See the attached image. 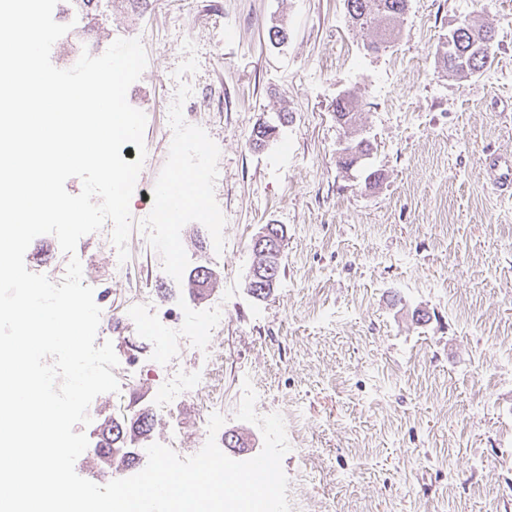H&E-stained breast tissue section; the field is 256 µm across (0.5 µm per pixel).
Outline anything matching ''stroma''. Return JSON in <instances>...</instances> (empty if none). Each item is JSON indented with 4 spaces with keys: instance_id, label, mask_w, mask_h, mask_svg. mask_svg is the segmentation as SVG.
<instances>
[{
    "instance_id": "obj_1",
    "label": "stroma",
    "mask_w": 512,
    "mask_h": 512,
    "mask_svg": "<svg viewBox=\"0 0 512 512\" xmlns=\"http://www.w3.org/2000/svg\"><path fill=\"white\" fill-rule=\"evenodd\" d=\"M53 17L69 27L51 50L57 68L119 38L147 55L127 92L146 116L128 258L102 230L76 247L102 311L97 343L138 360L118 392L92 401L88 441L107 419L148 411L138 448L173 439L187 458L205 444L195 400L155 411L167 369L154 336L113 311L139 286L185 318L223 302L224 364L209 387L224 431L244 438L226 454L245 461L263 448L258 426L235 417L244 382L258 415L297 411L306 423L282 466L293 481L302 456L319 462L305 478L307 512H512V196L485 174L491 158H512V0H409L399 37L376 54L344 0H117L91 27L58 0ZM465 17L494 29L495 59L461 80L435 52ZM277 20L282 46L268 38ZM344 91L358 98L378 186L336 162L332 106ZM283 106L278 138L253 149L254 127ZM178 137L205 147V214L149 229L151 188L177 174ZM266 224L285 230L282 268L258 299L252 240ZM24 262L58 283L69 256L45 234ZM197 266L215 274L198 296L186 286Z\"/></svg>"
}]
</instances>
